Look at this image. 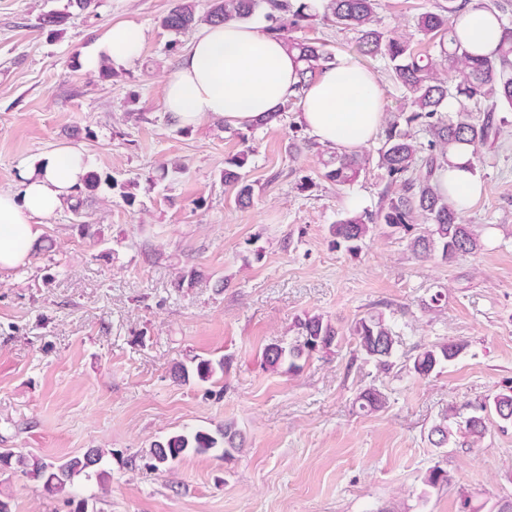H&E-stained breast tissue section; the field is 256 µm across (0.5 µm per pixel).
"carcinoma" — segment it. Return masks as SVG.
Returning <instances> with one entry per match:
<instances>
[{
    "label": "carcinoma",
    "instance_id": "carcinoma-1",
    "mask_svg": "<svg viewBox=\"0 0 512 512\" xmlns=\"http://www.w3.org/2000/svg\"><path fill=\"white\" fill-rule=\"evenodd\" d=\"M378 0H212L204 21L210 24L242 23L260 13L268 22L265 30L283 39L288 50L297 54L302 64V81L334 63L325 44L292 36L321 19L339 30L356 34V50L371 58L385 61L392 80L403 90L409 109L397 112L386 121L382 144L377 149L378 167L384 171L385 186L376 210L348 207L344 218L330 226L337 247L357 253L364 240L378 226L410 237V248L421 258L439 256L444 262L474 254L481 248L480 239L471 225L461 222V213L443 194L436 173L452 151L471 150L475 158L478 149L497 140L507 118L500 115L504 108L512 110V20L498 17L504 37L489 52L467 49L458 33L461 2L446 0L437 12L422 13L416 21L418 32L438 47L435 57L421 56L410 42L393 37L377 27ZM194 5L177 3L161 20V25L174 34L186 33L195 27ZM487 102L482 114L475 116L465 110V102L473 99ZM250 151L244 150L224 162V186L234 192L239 207L251 206L254 189L247 183L243 169ZM323 176L338 185L349 186L357 181L370 163V155L362 151L341 152L330 146L321 151ZM426 220L424 231L417 232L414 220ZM296 340L283 346L267 345L263 351V366L273 372H300L304 362L317 353H329L338 345L340 329L319 314L304 315L294 322ZM356 351L364 359L389 369L398 346L399 332L383 314H368L356 319L349 327ZM462 346L438 343L421 348L410 360L409 371L424 378L437 368L455 360ZM224 372V360L196 358L194 366L175 367L174 378L187 383L202 382ZM359 409L376 412L384 408L386 396L369 387L356 398ZM504 422H512V390L496 394L492 400L476 408L465 421L463 437L474 444L487 432L488 414ZM240 433L232 422L215 430L195 429L169 435L155 441L141 455L144 466L160 471L175 460L189 455L221 452L230 458L240 451ZM450 431L447 418L433 426L428 435L436 447L448 445ZM103 457L98 448H90L81 456L58 463H48L22 453H1L0 469H19L42 483L45 492L61 496L72 506L71 512H98L88 500L77 498L71 487L75 477L89 476Z\"/></svg>",
    "mask_w": 512,
    "mask_h": 512
}]
</instances>
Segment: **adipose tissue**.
I'll return each mask as SVG.
<instances>
[{
    "label": "adipose tissue",
    "instance_id": "adipose-tissue-1",
    "mask_svg": "<svg viewBox=\"0 0 512 512\" xmlns=\"http://www.w3.org/2000/svg\"><path fill=\"white\" fill-rule=\"evenodd\" d=\"M457 26L467 44L483 51L503 36L495 13L479 7L478 0H467ZM142 45L140 27L118 23L83 63L93 70L106 56L122 65L136 59ZM299 69L295 53L281 39L254 25L208 24L168 74L163 107L183 127L220 120L244 128L294 99L299 125L318 143L351 152L372 141L385 119L376 73L344 58L304 85ZM448 159L440 171V188L461 207H469L481 192V182L467 166V154L452 153ZM87 173L83 153L70 146L54 150L36 165L20 167L19 191H0V270L29 258L39 243L43 219L63 207Z\"/></svg>",
    "mask_w": 512,
    "mask_h": 512
}]
</instances>
